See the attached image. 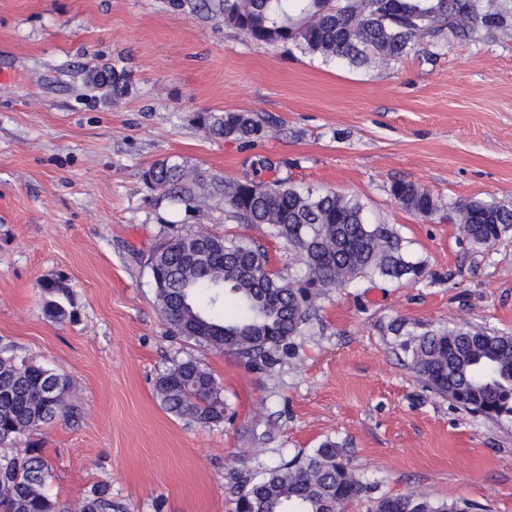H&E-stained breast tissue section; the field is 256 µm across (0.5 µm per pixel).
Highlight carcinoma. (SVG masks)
I'll list each match as a JSON object with an SVG mask.
<instances>
[{
    "label": "carcinoma",
    "instance_id": "cac0c4a2",
    "mask_svg": "<svg viewBox=\"0 0 512 512\" xmlns=\"http://www.w3.org/2000/svg\"><path fill=\"white\" fill-rule=\"evenodd\" d=\"M205 7L250 39L291 44L324 62L379 67L401 59L424 43L444 47L460 37L512 28V0H208ZM112 88V99L129 91L125 70L98 75ZM206 134L257 142L269 127L253 112H199ZM143 180L188 213L203 215L220 201L243 224H264L272 236L297 251V278L267 275L264 252L246 238L212 235L203 243L190 234L165 235L147 264L155 299L172 333L215 351H230L252 366L280 362L315 312L328 289L358 278L405 276L418 279L423 268L405 260L400 237L387 224L372 223L364 206L335 191H302L286 179L253 178L225 182L168 159L150 165ZM394 198L426 217L440 201L414 182L398 181ZM456 221L472 243L487 246L512 227V209L488 200L455 206ZM39 287L52 297L45 306L55 319L72 316L54 296H67L62 277ZM399 347L423 384L457 406L490 420L512 418V335L467 325L403 332ZM164 408L207 426L224 420V396L211 370L198 358L176 360L155 381ZM73 391L63 372L19 357L0 347V512H72L47 492L52 471L33 448L17 440L74 413ZM374 487L350 466L344 449L326 441L259 472L234 469L229 491L235 512H345L356 499L371 498V512H477L467 502L440 501L426 491L372 496ZM80 512H114L112 496L94 486L81 499Z\"/></svg>",
    "mask_w": 512,
    "mask_h": 512
}]
</instances>
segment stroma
Here are the masks:
<instances>
[{"instance_id":"stroma-1","label":"stroma","mask_w":512,"mask_h":512,"mask_svg":"<svg viewBox=\"0 0 512 512\" xmlns=\"http://www.w3.org/2000/svg\"><path fill=\"white\" fill-rule=\"evenodd\" d=\"M110 66L131 75L118 101L93 81ZM1 71L0 345L65 372L77 408L22 440L50 461L51 496L71 504L104 485L123 512H233L232 469L330 439L378 492L512 512V419L424 388L393 333L466 322L512 335V230L477 247L391 193L406 180L444 211L473 199L512 209V30L371 69L252 41L171 0H0ZM204 110L253 112L275 132L252 145L210 138L195 122ZM163 159L354 197L425 275L330 289L270 370L180 341L146 266L163 233L243 236L281 275L301 267L265 226L221 204L194 217L148 188L143 170ZM56 275L73 300L61 322L38 286ZM189 356L224 390L221 423L184 421L155 394Z\"/></svg>"}]
</instances>
